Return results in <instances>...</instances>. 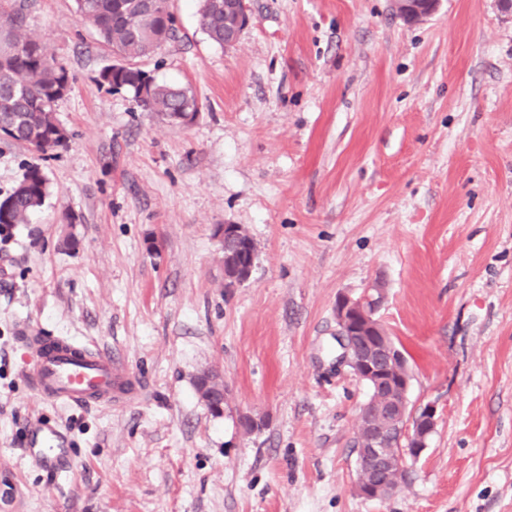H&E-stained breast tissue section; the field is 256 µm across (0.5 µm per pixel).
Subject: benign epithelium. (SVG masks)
I'll list each match as a JSON object with an SVG mask.
<instances>
[{"instance_id":"benign-epithelium-1","label":"benign epithelium","mask_w":512,"mask_h":512,"mask_svg":"<svg viewBox=\"0 0 512 512\" xmlns=\"http://www.w3.org/2000/svg\"><path fill=\"white\" fill-rule=\"evenodd\" d=\"M438 2L439 0H393V7L402 19L414 23L431 16ZM230 10L236 14V23L224 34L226 47L237 43L242 30L249 23L246 0H233ZM382 299L381 289L367 288L356 298L338 296L335 306L337 338L343 349L342 360L351 367L356 377L375 388L379 394L376 401L365 403L360 408L359 419L371 421V433L365 442L355 448V488L361 496L374 500L384 499L381 490L386 475L395 470L409 473L407 459L415 460L421 456L436 423V411L430 405L418 417L405 419L410 377L395 375L383 366V362L399 358L395 351L358 353L360 345L373 334L370 313L377 312ZM211 383L209 375L200 376L201 392L207 394V401L213 410L220 412L224 410V393L211 390ZM392 437L409 441L411 448H402L395 454L390 452L384 447V443Z\"/></svg>"}]
</instances>
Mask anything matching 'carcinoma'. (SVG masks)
<instances>
[{
    "mask_svg": "<svg viewBox=\"0 0 512 512\" xmlns=\"http://www.w3.org/2000/svg\"><path fill=\"white\" fill-rule=\"evenodd\" d=\"M23 0H0V135L47 153L66 145L68 134L56 119L57 102L70 87L67 68L26 28ZM78 20L90 26L101 46L115 50L124 62L100 73V81L126 90L145 112H157L169 123L198 112L201 105L186 87L159 84L139 63L175 38L171 0H74ZM199 24L209 41L224 46V0H202ZM43 171L29 169L7 197L0 212V234L8 233L39 209L47 196Z\"/></svg>",
    "mask_w": 512,
    "mask_h": 512,
    "instance_id": "cac0c4a2",
    "label": "carcinoma"
}]
</instances>
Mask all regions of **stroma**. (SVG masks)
Returning a JSON list of instances; mask_svg holds the SVG:
<instances>
[{
  "instance_id": "stroma-1",
  "label": "stroma",
  "mask_w": 512,
  "mask_h": 512,
  "mask_svg": "<svg viewBox=\"0 0 512 512\" xmlns=\"http://www.w3.org/2000/svg\"><path fill=\"white\" fill-rule=\"evenodd\" d=\"M235 47L198 0L142 63L191 88L186 125L99 82L117 58L74 0H26L65 65L66 147L0 140V200L40 167L49 195L0 236V512H512V16L441 0H248ZM73 223H66V216ZM256 246L226 285L219 225ZM376 316L436 408L410 477L354 490L367 388L338 357L336 299ZM111 352L139 390L105 409L43 401L16 328ZM224 380V410L198 397ZM58 431L61 472L29 443ZM439 0H393L395 12L407 22H421L431 16Z\"/></svg>"
}]
</instances>
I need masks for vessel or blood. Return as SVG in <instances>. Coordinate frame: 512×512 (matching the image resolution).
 <instances>
[{"label": "vessel or blood", "instance_id": "b4317fda", "mask_svg": "<svg viewBox=\"0 0 512 512\" xmlns=\"http://www.w3.org/2000/svg\"><path fill=\"white\" fill-rule=\"evenodd\" d=\"M16 339L30 356L25 375L44 399L83 408L106 406L137 391L111 353L65 336L34 334L24 323Z\"/></svg>", "mask_w": 512, "mask_h": 512}]
</instances>
